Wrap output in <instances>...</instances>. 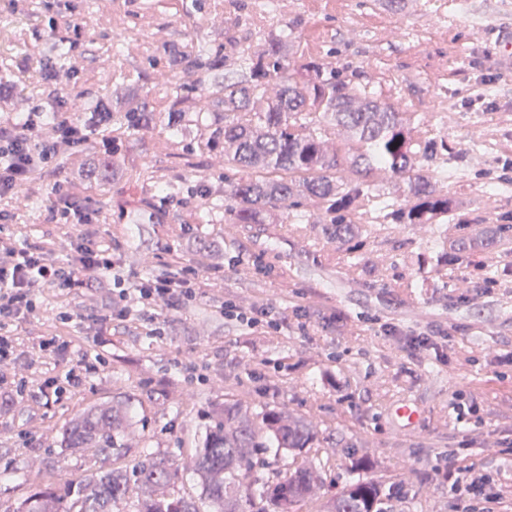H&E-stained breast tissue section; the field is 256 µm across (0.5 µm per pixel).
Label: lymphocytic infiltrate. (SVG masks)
Instances as JSON below:
<instances>
[{"label":"lymphocytic infiltrate","instance_id":"1","mask_svg":"<svg viewBox=\"0 0 512 512\" xmlns=\"http://www.w3.org/2000/svg\"><path fill=\"white\" fill-rule=\"evenodd\" d=\"M106 113L86 118L75 110L55 112L52 137H44V112L35 107L19 122L0 120V220L7 213L3 202L31 182L37 171L53 166L66 150L87 144L90 129L101 126ZM53 246H31L15 234L0 232V360L21 356L23 350L13 328L39 315L45 290H79L94 287L96 280L115 264L114 250L101 242L78 237L73 254L64 262L53 260ZM217 272L201 273L182 266H166L160 272L138 278L132 288L119 289L112 302L110 322L102 328L110 335L112 322L156 314L157 310L181 309L213 287ZM440 482L481 495L483 499H512V490L490 485L474 468L455 463L435 471Z\"/></svg>","mask_w":512,"mask_h":512}]
</instances>
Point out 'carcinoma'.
Masks as SVG:
<instances>
[{
  "mask_svg": "<svg viewBox=\"0 0 512 512\" xmlns=\"http://www.w3.org/2000/svg\"><path fill=\"white\" fill-rule=\"evenodd\" d=\"M286 42L272 38L257 55L240 52L239 74L224 78V110L209 112L197 96L173 91L175 106L167 126L181 133L191 125L210 130L206 147L224 155V166L247 171V177L224 187V212L234 224H263L272 210L286 214L309 200L323 211L325 223L341 239L352 231L351 215L367 196L365 178L383 171L402 184L404 203L385 213L388 224H445L466 218L454 212L448 193L438 187L437 164L448 158L443 137L416 139L395 105L317 58L284 52ZM172 64L216 72L226 67L199 44L188 52L169 50ZM154 111L143 106L119 113L129 131L152 123ZM125 161L105 153L92 159L88 176L108 181ZM131 425L129 404L89 405L65 427V448H98L106 456L125 448ZM316 437L308 418L286 411L254 412L240 403L212 408L210 425L192 469L202 486L208 512H296L321 484L320 473L298 467L264 482L255 506L250 478L257 449L273 445L295 450ZM172 472L150 455L130 471L102 465L67 491L52 487L35 491L19 512H116L129 499L137 512H201L166 491ZM382 486L356 479L336 495L327 512H383Z\"/></svg>",
  "mask_w": 512,
  "mask_h": 512,
  "instance_id": "1",
  "label": "carcinoma"
}]
</instances>
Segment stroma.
I'll list each match as a JSON object with an SVG mask.
<instances>
[{
    "mask_svg": "<svg viewBox=\"0 0 512 512\" xmlns=\"http://www.w3.org/2000/svg\"><path fill=\"white\" fill-rule=\"evenodd\" d=\"M294 27L295 50L344 68L398 105L416 134L447 138L450 163L443 189L463 224H388L381 207L403 192L386 173L367 179L370 198L352 216L353 233L337 240L318 222L317 205L299 215L272 213L265 224H233L224 212V183L240 178L217 155L182 137L162 119L172 88L204 96L211 74L170 69L167 47L202 43L220 50L226 33L249 53L272 34ZM512 28V0H0V117L21 120L52 96L39 79L51 47H70L59 74L68 105L85 111L96 96L117 106L149 105L156 120L135 133L107 128L112 152L134 158L109 184L87 180L89 156L102 147L60 155L19 192L5 227L28 244L50 239L66 261L72 237L115 244L114 274L95 288L65 296L46 293L38 318L17 329L33 345L48 326L70 342V355L99 358L81 386L54 395L47 381L62 367L31 350L0 362L5 385L26 382L23 396L0 401V512H15L38 486L81 478L93 449L65 448L62 432L84 407L132 404L126 448L107 464L132 469L148 451L177 465L172 486L197 502L201 487L188 466L205 436L206 414L239 401L254 411L285 410L314 421L311 447L267 449L260 477L306 464L322 484L299 512H326L327 503L356 478L379 482L387 512H490L491 503L436 482L447 458L473 462L491 481L512 486V293L475 295L464 277L473 270L512 280V239L498 221L512 213V65L498 41ZM488 75L484 100L471 89ZM68 179L76 202L96 210L95 224L62 234L51 218L52 187ZM142 221L127 216V202ZM457 252L459 277L449 280L438 252ZM203 272L224 270L207 295L183 310L156 314L160 336L137 319L113 326L110 344L98 336L112 307L113 277L126 281L167 263ZM244 309L269 305L279 331L225 319L224 300ZM304 307L305 328L293 316ZM74 320L56 324L59 309ZM407 333L447 336L458 353L448 361L408 354L383 325ZM409 404L415 424L398 418Z\"/></svg>",
    "mask_w": 512,
    "mask_h": 512,
    "instance_id": "1",
    "label": "stroma"
}]
</instances>
